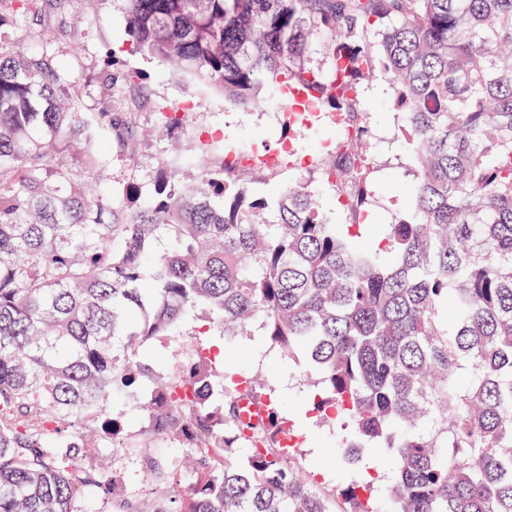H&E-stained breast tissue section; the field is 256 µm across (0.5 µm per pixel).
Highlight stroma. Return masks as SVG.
<instances>
[{
    "label": "stroma",
    "instance_id": "1",
    "mask_svg": "<svg viewBox=\"0 0 512 512\" xmlns=\"http://www.w3.org/2000/svg\"><path fill=\"white\" fill-rule=\"evenodd\" d=\"M51 29L42 49L54 58L61 75L77 100L84 120L95 121L98 113L123 114L141 132L132 153L122 159L112 157V134L98 131L95 147L103 165L92 181L106 186L113 179H137L143 190H150L160 168L183 177L198 172L194 156L207 147L212 165H221L234 153L267 154L292 146L297 157L309 159L306 168H271L264 165L242 172L240 180L257 194L277 198L280 191L297 179H307L313 191L330 210L337 223L349 221L347 211L336 208L334 190L317 178V165L334 125L326 119L311 126L288 124L286 108L240 107L227 102L193 83L173 76L168 69L138 55L124 52L127 42L122 0H68L64 12L46 11ZM133 70L142 80L126 85L121 75ZM387 84L373 80L364 85L368 111L374 115L368 140V156L373 164L372 180L377 188L373 206L380 215L390 216L408 207L415 182L412 150L402 137L403 120L389 105ZM191 99L195 109L181 128L162 136L157 132L159 109ZM223 368L256 374L268 380L275 395L301 404L308 395L302 384L303 368L279 358L259 340L257 327L226 342ZM344 420L331 426L313 421L306 425L307 437H320L323 445L306 449L307 459L317 460L330 475H345L348 465L333 450L336 431Z\"/></svg>",
    "mask_w": 512,
    "mask_h": 512
}]
</instances>
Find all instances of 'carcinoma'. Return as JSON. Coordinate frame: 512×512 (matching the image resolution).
<instances>
[{
  "instance_id": "obj_1",
  "label": "carcinoma",
  "mask_w": 512,
  "mask_h": 512,
  "mask_svg": "<svg viewBox=\"0 0 512 512\" xmlns=\"http://www.w3.org/2000/svg\"><path fill=\"white\" fill-rule=\"evenodd\" d=\"M43 36L38 0H8ZM133 52L229 102L264 107L283 89L343 112L320 181L358 211L371 194L359 88L382 79L404 119L413 203L370 246L335 224L305 179L270 202L237 179L241 159L198 176L161 170L90 193L101 166L54 59L0 46V512H512V0H124ZM375 38L369 42V38ZM330 58L309 66L314 39ZM96 124L129 152L135 129ZM195 318L232 336L254 323L310 370L307 412L347 418L336 451L388 452L386 500L349 479L313 486L268 384L224 379L181 333ZM177 337L170 367L148 354ZM147 386L137 438L106 417ZM264 408L254 424L237 403ZM78 421L64 446L55 436ZM84 448L139 452L154 497ZM192 464L171 484L167 451Z\"/></svg>"
}]
</instances>
